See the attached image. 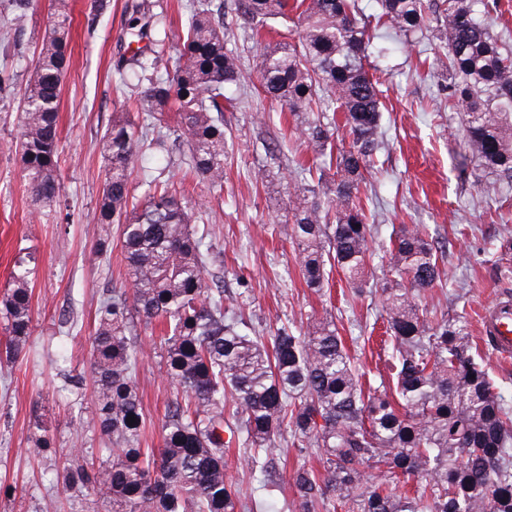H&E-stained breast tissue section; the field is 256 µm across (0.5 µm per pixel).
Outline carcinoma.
Returning <instances> with one entry per match:
<instances>
[{
  "label": "carcinoma",
  "mask_w": 512,
  "mask_h": 512,
  "mask_svg": "<svg viewBox=\"0 0 512 512\" xmlns=\"http://www.w3.org/2000/svg\"><path fill=\"white\" fill-rule=\"evenodd\" d=\"M35 0H12L14 36L23 34ZM476 0H234L235 19L255 36L276 23L288 36L261 47L257 74L264 96L295 117L293 136L315 163L301 168L295 201L279 217L290 226L296 263L308 288L322 293L333 272L353 294L369 279L370 241L378 226L361 196L382 145L379 83L366 67L376 23L408 44L431 31L450 103L462 116L464 156L495 180L512 184V53L490 33L492 10ZM110 0H89L93 32ZM142 4L132 6L129 43L148 37ZM70 16L59 0L34 72L21 92L20 162L33 200L53 202L58 178L59 105L70 64ZM224 5L188 19L168 44L150 38L128 58L137 78L136 110L178 112L176 139L189 168L210 186L224 184V98L239 79L237 56L224 45ZM173 73H160L166 50ZM342 112V121L336 112ZM143 136L127 112L102 137L107 172L97 206L95 251L112 253V225H121L127 283L101 301L90 367L95 401L83 426L112 438L98 460L73 445L63 467L69 488L85 489L112 512H237L244 508L224 449L243 445L247 466L274 486V449L283 425L292 445L311 448L318 473L293 470L300 512H512V407L506 405L472 351L467 322L428 307L443 283V245L416 224H402L381 256L382 322L390 338L392 387L365 390L364 373L347 351L336 321L323 318L300 331L281 323L261 335L245 320L220 279L208 276V233L191 230L185 202L157 179L145 181L144 201L130 203L133 164ZM32 269L16 262L0 298L7 361L26 350L33 329ZM161 326L166 375L177 396L168 405L162 447H142L146 428L139 364L146 347L134 320ZM135 418L131 423L128 417ZM33 453L59 449L42 419L32 423ZM376 470L370 480L368 470ZM414 477L420 493L403 491Z\"/></svg>",
  "instance_id": "cac0c4a2"
}]
</instances>
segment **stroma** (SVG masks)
Here are the masks:
<instances>
[{
	"mask_svg": "<svg viewBox=\"0 0 512 512\" xmlns=\"http://www.w3.org/2000/svg\"><path fill=\"white\" fill-rule=\"evenodd\" d=\"M67 2L72 28L59 107L61 195L39 208L31 201L16 149L18 102L57 0H37L18 41L10 31L9 0H0V293L19 258L29 259L35 271L28 350L15 362L0 364V484L16 489L15 499L0 498V512H88L89 495L66 489L60 478L65 452L78 439L91 459L107 445L98 432L83 428L82 416L94 399L89 359L97 301L104 290L125 281L120 249L104 259L94 253L93 243L106 176L101 137L113 116L129 109L131 91L120 83L115 66L127 49L135 0H112L92 33L85 27L87 0ZM384 45L385 57H369L378 68L384 103L383 147L370 178L378 195L380 232L371 248L380 250L392 228L402 224L423 225L445 243L447 278L434 289L431 303L452 318L466 314L472 344L480 347L490 378L503 385L512 402V359L497 357L482 339L485 307L498 296L512 295V246L505 244L512 239V184L485 202L482 188L492 176L477 160L462 157L461 115L438 89L437 45L431 36L406 45L388 39ZM225 46L239 57L240 80L224 104L229 150L223 188L187 175L186 148L170 150L163 163L150 148L134 167L135 192L143 194L142 180L156 176L182 190L192 227L210 229L223 257L215 273L223 278L226 295L237 298L260 333L280 321L304 329L312 320L335 316L341 336L358 337L351 353L366 380L379 387L389 365L379 338L371 334L380 295L353 299L336 279L326 296L306 287L276 217L293 199L297 165H311L312 156L290 134L293 117L257 93L259 47L250 29L231 26ZM270 138L277 139L279 155L268 150ZM261 169L270 174L267 182L255 179ZM139 378L149 419L144 437L156 448L166 404L176 395L159 351L140 363ZM37 416L56 442L55 457L40 458L29 449L28 428ZM291 441L283 434L274 451L287 463L270 494L249 473L242 449L230 448L227 459L245 512H266L269 497L276 512H299L290 476L300 455Z\"/></svg>",
	"mask_w": 512,
	"mask_h": 512,
	"instance_id": "stroma-1",
	"label": "stroma"
}]
</instances>
